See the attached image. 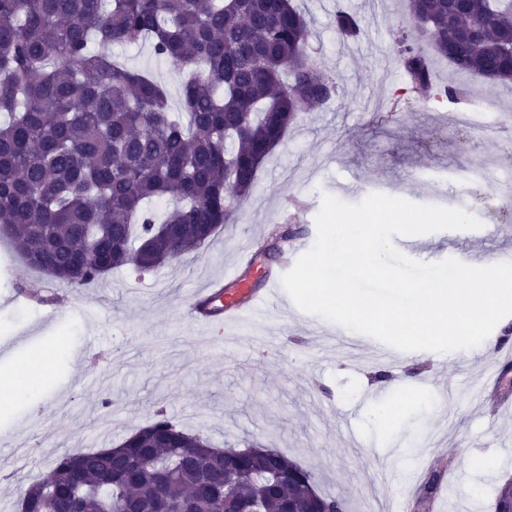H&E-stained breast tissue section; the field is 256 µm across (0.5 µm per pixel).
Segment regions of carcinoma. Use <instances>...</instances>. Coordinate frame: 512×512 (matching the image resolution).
<instances>
[{
    "mask_svg": "<svg viewBox=\"0 0 512 512\" xmlns=\"http://www.w3.org/2000/svg\"><path fill=\"white\" fill-rule=\"evenodd\" d=\"M396 55L429 98L453 74L512 84V0H403ZM337 33L362 19L336 9ZM146 40L180 74V108L112 44ZM337 92L294 0H0V235L47 277L84 288L205 246L301 114ZM169 205L158 222L143 206ZM122 448L65 453L28 512H347L277 448L217 453L163 411ZM441 475L421 486L430 505ZM512 509V479L493 512Z\"/></svg>",
    "mask_w": 512,
    "mask_h": 512,
    "instance_id": "carcinoma-1",
    "label": "carcinoma"
}]
</instances>
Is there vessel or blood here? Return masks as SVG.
<instances>
[{
	"label": "vessel or blood",
	"mask_w": 512,
	"mask_h": 512,
	"mask_svg": "<svg viewBox=\"0 0 512 512\" xmlns=\"http://www.w3.org/2000/svg\"><path fill=\"white\" fill-rule=\"evenodd\" d=\"M263 277L266 288L255 292L241 271L225 278H216L194 291L187 304V313L202 329L211 333L215 347L224 345V327L257 310L266 308L280 295L282 272L267 271Z\"/></svg>",
	"instance_id": "b4317fda"
}]
</instances>
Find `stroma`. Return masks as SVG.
<instances>
[{"label":"stroma","mask_w":512,"mask_h":512,"mask_svg":"<svg viewBox=\"0 0 512 512\" xmlns=\"http://www.w3.org/2000/svg\"><path fill=\"white\" fill-rule=\"evenodd\" d=\"M399 0L373 12L363 0H295L311 21L309 43L337 82L335 97L306 112L261 167L237 223L227 225L181 262L140 273L127 266L81 289L39 276L0 241V376L18 374L47 354L39 387L0 413V502L16 512L28 486L67 451L118 444L163 410L179 427L200 432L218 447L256 442L275 447L311 471L320 491L341 497L357 512H423L419 489L431 472L450 471L449 512H491L496 487L512 477V406L499 383L471 388L493 350L469 356L402 353L405 381L420 395L397 428L380 410L400 391L375 383L378 360L343 345L341 325L322 320L323 337L309 335L310 314L293 301L235 326L223 349L182 314L193 288L224 276L252 253L270 246L259 269L295 264L280 235L296 231L313 246L323 195L357 204L381 193L420 205L466 210L476 230L397 236L408 257L438 263L449 258L481 265L483 257L512 255V136L489 128L462 142L421 96L405 104V81L393 50ZM362 17L359 39L339 36L337 8ZM128 67L151 73L179 101L180 76L149 46H117ZM487 168L476 194L449 195L422 181L433 170ZM487 456L496 471L469 466ZM388 468L391 479L374 483ZM476 486V495L466 492Z\"/></svg>","instance_id":"stroma-1"}]
</instances>
